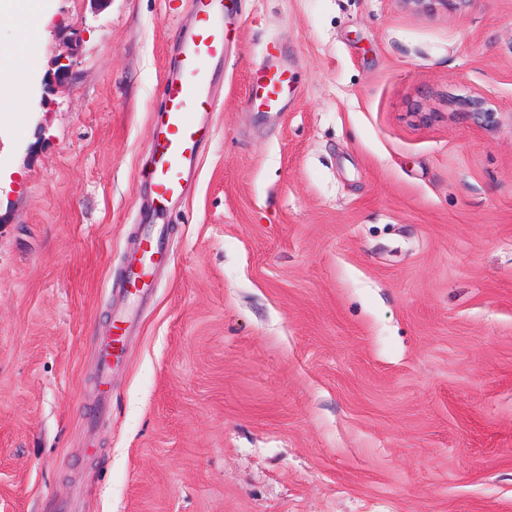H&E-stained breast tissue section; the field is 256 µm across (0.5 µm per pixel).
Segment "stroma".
Instances as JSON below:
<instances>
[{
    "instance_id": "stroma-1",
    "label": "stroma",
    "mask_w": 512,
    "mask_h": 512,
    "mask_svg": "<svg viewBox=\"0 0 512 512\" xmlns=\"http://www.w3.org/2000/svg\"><path fill=\"white\" fill-rule=\"evenodd\" d=\"M237 7L139 303L190 0H43L0 112V512H512V0ZM268 59L296 81L275 114ZM475 93L496 128L449 111ZM156 224H146L145 233L141 242V253L134 255L126 268L125 289L131 295L143 298L151 288V270L161 261L158 251ZM122 320H115L113 323L114 333L109 342H107L100 350L99 362H100V373L101 382L104 387V403H108V398L111 396L109 386V378L112 372V364L114 359H118L121 356L120 344L123 340V336H126V330L123 327Z\"/></svg>"
}]
</instances>
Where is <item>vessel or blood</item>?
Returning a JSON list of instances; mask_svg holds the SVG:
<instances>
[{
	"mask_svg": "<svg viewBox=\"0 0 512 512\" xmlns=\"http://www.w3.org/2000/svg\"><path fill=\"white\" fill-rule=\"evenodd\" d=\"M191 21L179 26L173 54L167 61L162 99L153 114L154 138L150 146L151 181L147 221L141 252L126 268L125 289L145 296L151 285V270L161 260L153 219L167 204L182 197L197 171L201 144L211 134L208 124L218 105L214 73L224 64L225 40L233 26L228 0H192ZM287 70L270 65L259 79L260 99L268 109H278L288 91ZM100 350L102 380H109L114 359L126 334L121 321Z\"/></svg>",
	"mask_w": 512,
	"mask_h": 512,
	"instance_id": "obj_1",
	"label": "vessel or blood"
}]
</instances>
